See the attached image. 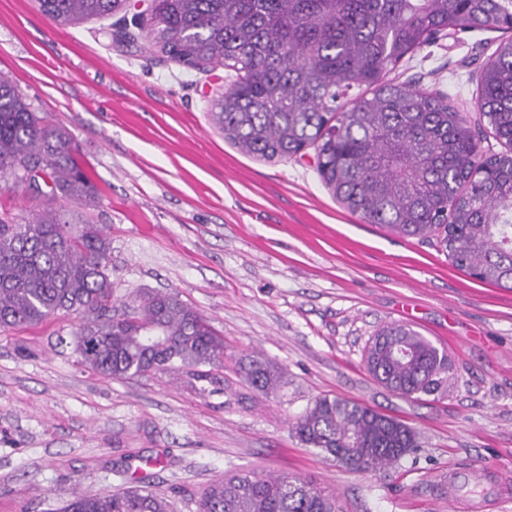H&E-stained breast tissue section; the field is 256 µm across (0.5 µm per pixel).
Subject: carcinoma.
<instances>
[{
    "label": "carcinoma",
    "mask_w": 512,
    "mask_h": 512,
    "mask_svg": "<svg viewBox=\"0 0 512 512\" xmlns=\"http://www.w3.org/2000/svg\"><path fill=\"white\" fill-rule=\"evenodd\" d=\"M41 12L76 26L125 10V0H38ZM512 30V0H152L138 29L170 60L194 69L224 66L236 79L215 101L211 123L243 153L267 161L318 155L325 186L368 224L436 241L459 269L512 290V38L480 74L473 124L444 94L384 79L452 29ZM354 88L363 92L350 97ZM350 108L339 111V101ZM487 125H482V121ZM503 151L481 154L484 129ZM41 191L27 222L0 217V329L38 326L76 312L78 363L114 379L160 371L214 379L224 339L176 295L145 291L138 315L112 313L111 240L53 206H90L98 190L64 129L31 111L0 73V174ZM368 372L411 398L448 391V356L407 325H388L365 351ZM244 380L268 395L280 368L254 358ZM311 448L359 472L398 463L417 448L405 422L358 402L319 397L296 422ZM199 512H336V499L307 481L235 470L200 495ZM62 512H171L169 500L136 484L81 493Z\"/></svg>",
    "instance_id": "carcinoma-1"
}]
</instances>
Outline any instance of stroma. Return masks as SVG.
Instances as JSON below:
<instances>
[{
	"mask_svg": "<svg viewBox=\"0 0 512 512\" xmlns=\"http://www.w3.org/2000/svg\"><path fill=\"white\" fill-rule=\"evenodd\" d=\"M131 25L122 12L60 26L36 0H0V73L80 151L99 200L57 205L110 238L116 312L142 291L175 294L223 337L224 366L211 382L93 373L74 351L72 312L0 332V512H55L75 492L128 485L132 467L175 512H197L201 487L232 469L302 478L338 512H451L441 485L452 466L474 470L465 495L500 512L499 485L512 484V290L351 214L314 150L265 161L225 142L209 110L233 71L185 68L142 39L115 45ZM511 35L448 34L388 77L477 117L480 70ZM38 204L0 179V216L21 224ZM391 324L447 352V394L405 398L370 375L364 348ZM253 357L285 370L277 394L241 378ZM323 396L401 419L417 448L377 472L348 470L291 428Z\"/></svg>",
	"mask_w": 512,
	"mask_h": 512,
	"instance_id": "obj_1",
	"label": "stroma"
}]
</instances>
